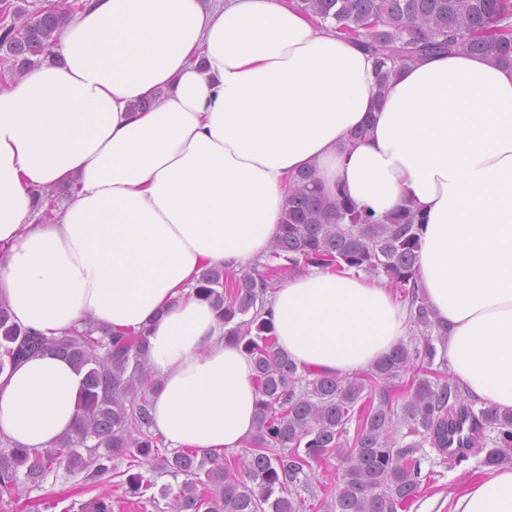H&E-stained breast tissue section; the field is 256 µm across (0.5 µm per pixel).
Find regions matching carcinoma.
Listing matches in <instances>:
<instances>
[{"label": "carcinoma", "mask_w": 512, "mask_h": 512, "mask_svg": "<svg viewBox=\"0 0 512 512\" xmlns=\"http://www.w3.org/2000/svg\"><path fill=\"white\" fill-rule=\"evenodd\" d=\"M28 0H0V60L12 76L55 57V33L69 0H51L29 12ZM295 7L358 39L376 58V87L382 94L396 72L435 52L460 50L512 65V0H294ZM71 187L33 189L34 207L52 219L57 200ZM281 230L267 261L234 279L222 267L204 269L194 290L211 302L224 320L226 335L243 345L253 361L261 399L253 450L235 470L220 457L174 451L161 468L185 476L168 512H300L299 488L307 485L312 464L335 457L340 463L336 496L326 512H404L423 483L413 449L428 441L448 455L449 417L471 407L455 383L415 378L401 409L394 408L392 382L412 369L426 371L436 347L428 331L433 312L418 293L416 263L421 224L403 209L384 221L358 206L342 191L322 196L310 172L293 178L282 207ZM353 269L384 276L408 303L410 321L420 332L401 341L368 372L356 377L316 375L309 380L283 351L275 349L265 304L275 278L285 270L309 267ZM144 333H113L88 322L74 336L48 337L11 322L0 303V372L8 365L52 351L85 371L74 434L42 451L19 448L0 439V500L20 490V477L37 486L55 467L86 470L94 480L112 472L120 455L158 454L150 432L147 398L150 374ZM364 404H359V401ZM359 410H354L355 405ZM358 414L353 443L343 440L346 425ZM483 429L496 432L495 447L484 465L512 460V412L485 406ZM404 424L421 440L394 447L393 432ZM125 493L142 504L153 483L139 473L125 481ZM81 512H112V493L104 491L82 504Z\"/></svg>", "instance_id": "obj_1"}]
</instances>
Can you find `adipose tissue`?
<instances>
[{
  "instance_id": "ef3b65f1",
  "label": "adipose tissue",
  "mask_w": 512,
  "mask_h": 512,
  "mask_svg": "<svg viewBox=\"0 0 512 512\" xmlns=\"http://www.w3.org/2000/svg\"><path fill=\"white\" fill-rule=\"evenodd\" d=\"M57 52L0 88V299L47 336L89 320L145 332L169 447L220 454L256 431L253 362L193 287L266 257L303 169L376 220L417 212L419 291L452 380L512 411V67L433 55L380 97L370 53L292 0H89ZM63 182L67 204L39 220L31 187ZM268 306L278 347L313 375L369 369L408 331L393 291L351 270L289 276ZM83 380L51 353L0 372V435L53 447ZM450 512H512V467Z\"/></svg>"
}]
</instances>
